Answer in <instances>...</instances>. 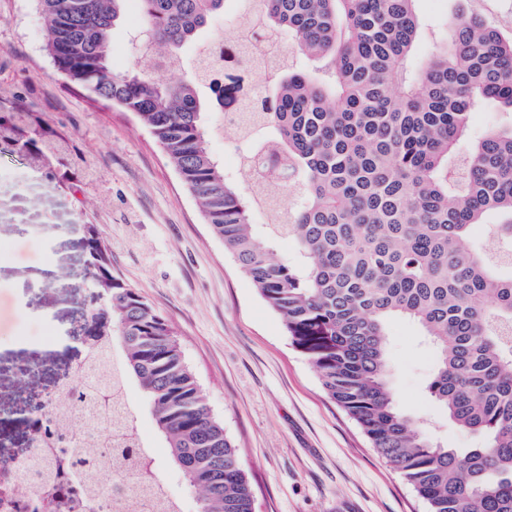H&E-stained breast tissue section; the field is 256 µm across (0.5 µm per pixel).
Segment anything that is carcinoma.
I'll list each match as a JSON object with an SVG mask.
<instances>
[{
	"label": "carcinoma",
	"instance_id": "cac0c4a2",
	"mask_svg": "<svg viewBox=\"0 0 512 512\" xmlns=\"http://www.w3.org/2000/svg\"><path fill=\"white\" fill-rule=\"evenodd\" d=\"M57 71L94 98L136 115L163 148L213 234L282 318L329 396L399 471L428 512H512V125L489 131L463 160L457 142L486 100L512 106V38L458 12L446 39L417 59L426 24L417 0H261L251 40L291 42L263 88L241 91L254 155L280 178L248 196L209 147L203 115L235 90L205 72L211 22L226 0H138L132 32H149L134 69L112 66L111 33L128 0H38ZM182 70L171 84L160 73ZM19 145L46 176L88 168L83 152L0 115V142ZM270 219L260 230L253 209ZM493 213L497 222L484 218ZM296 244L277 260L280 239ZM86 270L102 299L86 335L119 343L123 392L146 397L171 464L202 490L199 512H254L251 484L223 424L200 395L168 320L112 274L98 231ZM434 347L430 400L479 448H448L397 405L388 385L394 319ZM133 406L102 426L110 466L136 470L155 492V466L134 435ZM74 452L67 469L88 473Z\"/></svg>",
	"mask_w": 512,
	"mask_h": 512
}]
</instances>
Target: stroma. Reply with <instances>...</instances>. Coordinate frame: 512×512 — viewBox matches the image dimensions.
Here are the masks:
<instances>
[{
	"label": "stroma",
	"instance_id": "1",
	"mask_svg": "<svg viewBox=\"0 0 512 512\" xmlns=\"http://www.w3.org/2000/svg\"><path fill=\"white\" fill-rule=\"evenodd\" d=\"M430 25L419 56L447 35L471 0H419ZM18 107L77 143L83 170L47 179L0 148V416L22 414L30 395L57 394L79 362L74 331L95 301L85 281L83 227L96 225L112 272L170 322L212 414L238 449L255 512H426L401 474L372 448L325 392L316 368L291 343L282 320L224 250L181 177L130 112L92 101L54 68L37 0H0V109ZM210 149L237 178L244 142L207 117ZM40 352L41 370L19 363ZM389 383L398 406L452 448L481 443L428 400L436 352L416 323L388 329ZM135 423L154 449L183 512L199 492L171 465L139 388Z\"/></svg>",
	"mask_w": 512,
	"mask_h": 512
}]
</instances>
